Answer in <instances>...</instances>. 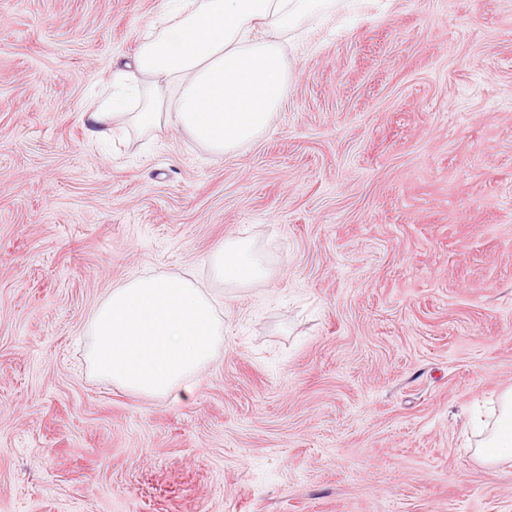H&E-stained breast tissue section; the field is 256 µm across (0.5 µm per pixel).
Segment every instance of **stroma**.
<instances>
[{
    "label": "stroma",
    "instance_id": "stroma-1",
    "mask_svg": "<svg viewBox=\"0 0 512 512\" xmlns=\"http://www.w3.org/2000/svg\"><path fill=\"white\" fill-rule=\"evenodd\" d=\"M165 0H0V512H512L468 417L512 390V0H326L218 158L82 115ZM253 242L270 276L209 262ZM181 276L190 396L97 375L115 283ZM210 264L215 276L229 288H250L269 274L253 244L242 238L225 239Z\"/></svg>",
    "mask_w": 512,
    "mask_h": 512
}]
</instances>
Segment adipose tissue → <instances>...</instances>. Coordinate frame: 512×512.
Returning a JSON list of instances; mask_svg holds the SVG:
<instances>
[{
	"instance_id": "adipose-tissue-1",
	"label": "adipose tissue",
	"mask_w": 512,
	"mask_h": 512,
	"mask_svg": "<svg viewBox=\"0 0 512 512\" xmlns=\"http://www.w3.org/2000/svg\"><path fill=\"white\" fill-rule=\"evenodd\" d=\"M144 31L133 71L115 67L112 90L83 115L90 139L108 140L118 118L143 131L162 126L187 135L216 157L236 151L270 126L288 89L282 38L323 0H167ZM151 79L142 96L132 73ZM140 99L131 108V99ZM227 287L243 289L269 271L253 244L225 239L210 260ZM488 466L512 460V392L478 450Z\"/></svg>"
}]
</instances>
